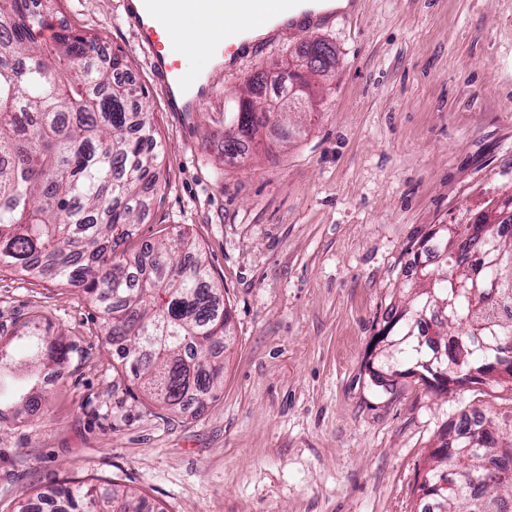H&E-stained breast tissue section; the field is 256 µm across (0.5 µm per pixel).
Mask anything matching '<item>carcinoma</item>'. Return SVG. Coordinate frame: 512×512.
Returning <instances> with one entry per match:
<instances>
[{
    "mask_svg": "<svg viewBox=\"0 0 512 512\" xmlns=\"http://www.w3.org/2000/svg\"><path fill=\"white\" fill-rule=\"evenodd\" d=\"M60 2L0 0V270L82 286L121 368L156 405L179 408L193 398L203 406L224 380V285L185 231L144 263L118 251L141 220L145 192L160 183L161 144L140 104L145 91L119 78L126 56L114 52L108 65H95V37L51 24ZM298 55L319 73L336 65V49L325 40L304 43ZM263 84L253 75L224 108V155H245L246 143L267 126ZM471 226L484 240L466 235ZM471 226L444 224L430 235L439 266H422L416 256L411 262L421 274L408 295L411 314L446 305L450 320L435 324V335L448 350L441 367L450 376L484 368L512 342V235L483 214ZM453 236L466 254L498 244L501 262L479 271L499 280L494 294L464 287L465 268L452 274L444 253ZM408 332L393 359L434 379L432 354ZM67 354L62 333L36 321L0 341V407L22 413L39 405L42 368L62 366ZM491 421L489 412L477 428L459 420L458 439L431 453L421 512H512V441L500 440ZM467 435L482 439L479 453L461 451ZM444 471L453 485L438 494ZM51 496L57 512H146L143 497L112 486L60 484Z\"/></svg>",
    "mask_w": 512,
    "mask_h": 512,
    "instance_id": "obj_1",
    "label": "carcinoma"
}]
</instances>
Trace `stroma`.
Listing matches in <instances>:
<instances>
[{
	"label": "stroma",
	"instance_id": "stroma-1",
	"mask_svg": "<svg viewBox=\"0 0 512 512\" xmlns=\"http://www.w3.org/2000/svg\"><path fill=\"white\" fill-rule=\"evenodd\" d=\"M345 18L258 44L171 112L124 21L126 0H63L58 20L128 59L163 145L162 184L128 253L177 230L224 284L232 339L206 407L159 408L116 371L79 286L0 272V336L38 321L71 352L41 406L0 418V512L65 480L117 482L163 512H419L427 456L472 409L512 434V390L396 375L376 334L402 313L410 249L512 194V0H355ZM339 63L313 112L223 158L220 119L301 44Z\"/></svg>",
	"mask_w": 512,
	"mask_h": 512
}]
</instances>
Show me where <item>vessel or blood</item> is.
Wrapping results in <instances>:
<instances>
[{
    "label": "vessel or blood",
    "mask_w": 512,
    "mask_h": 512,
    "mask_svg": "<svg viewBox=\"0 0 512 512\" xmlns=\"http://www.w3.org/2000/svg\"><path fill=\"white\" fill-rule=\"evenodd\" d=\"M189 0H136L127 11L126 21L148 50L153 75L168 102L189 93L190 88L178 58L177 36L169 23L172 15L181 12ZM200 6L211 13L224 29L231 60L248 54L240 43L236 21L256 15L260 0H198ZM280 14L291 16L298 31L305 32L321 26L333 17L332 12L303 8L301 0H274Z\"/></svg>",
    "instance_id": "obj_1"
}]
</instances>
